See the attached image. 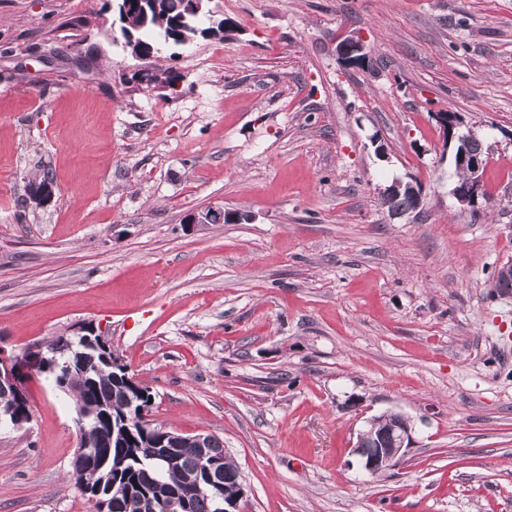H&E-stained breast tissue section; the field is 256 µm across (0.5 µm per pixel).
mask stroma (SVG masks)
<instances>
[{"instance_id": "obj_1", "label": "stroma", "mask_w": 512, "mask_h": 512, "mask_svg": "<svg viewBox=\"0 0 512 512\" xmlns=\"http://www.w3.org/2000/svg\"><path fill=\"white\" fill-rule=\"evenodd\" d=\"M215 2L234 31L165 48L154 89L106 0H0V351L95 322L153 422L223 441L244 512H512V0ZM448 111L487 151L474 210ZM396 178L422 189L401 217ZM211 208L241 219L189 223ZM26 387L0 512H91L72 398ZM388 413L413 444L365 475ZM337 52L343 60L351 63L349 67L363 66L369 59L364 39L355 34L341 40ZM434 118L439 124L443 135V141L445 147L448 149L452 147L456 142L469 143L470 140H478L470 132L463 133L462 127L465 125L462 115L454 112H438L435 113ZM405 183L399 179L394 180L389 186L385 187L382 191V197L387 199L389 197H392L388 200H384V204L388 206L389 210L396 209V210H403V211H396L392 212L393 215L400 217L408 213L411 209L415 207L417 209L421 204V195L419 197V200L415 194L414 186H405V188L401 191L400 196H394L396 195L400 189L403 187ZM394 196V197H393ZM418 201V202H417ZM417 203V204H416ZM414 209V210H415ZM396 416L397 413L378 416L377 432L384 430ZM412 443L410 420L403 415V419L390 423L377 435L373 431L360 433L355 452L361 457L364 473L375 476L400 466Z\"/></svg>"}]
</instances>
